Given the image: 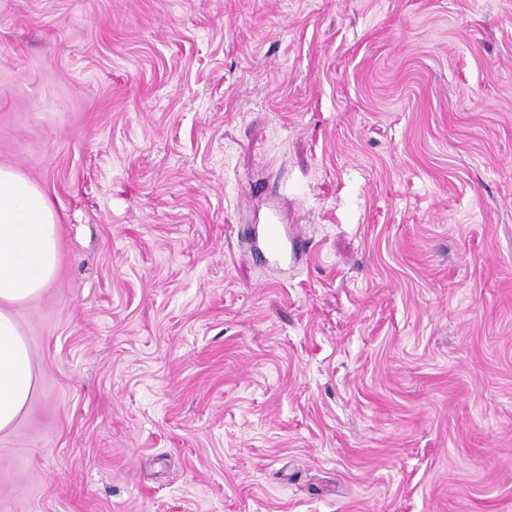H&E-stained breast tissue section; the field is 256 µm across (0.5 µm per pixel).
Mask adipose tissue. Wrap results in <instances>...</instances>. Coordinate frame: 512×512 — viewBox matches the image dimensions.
<instances>
[{"label": "adipose tissue", "mask_w": 512, "mask_h": 512, "mask_svg": "<svg viewBox=\"0 0 512 512\" xmlns=\"http://www.w3.org/2000/svg\"><path fill=\"white\" fill-rule=\"evenodd\" d=\"M57 215L39 188L0 166V432L33 390L30 346L9 311L51 284L57 266Z\"/></svg>", "instance_id": "1"}]
</instances>
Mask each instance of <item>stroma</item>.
Listing matches in <instances>:
<instances>
[{
  "label": "stroma",
  "mask_w": 512,
  "mask_h": 512,
  "mask_svg": "<svg viewBox=\"0 0 512 512\" xmlns=\"http://www.w3.org/2000/svg\"><path fill=\"white\" fill-rule=\"evenodd\" d=\"M0 165V512H512V0H0ZM57 215L39 188L0 166V432L25 408L33 390L30 346L6 306L37 296L57 266ZM288 235L276 215L268 217L260 236V250L274 263L288 261Z\"/></svg>",
  "instance_id": "1"
}]
</instances>
